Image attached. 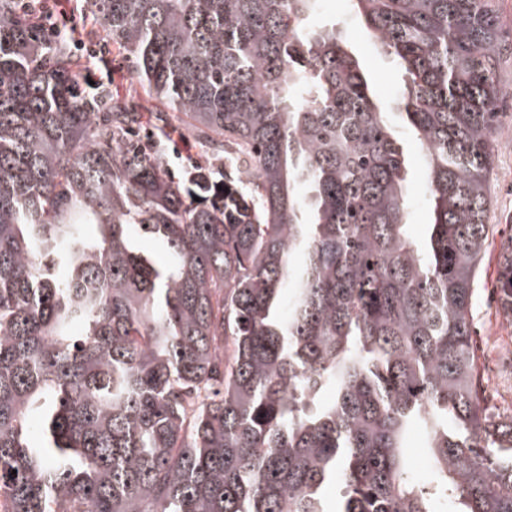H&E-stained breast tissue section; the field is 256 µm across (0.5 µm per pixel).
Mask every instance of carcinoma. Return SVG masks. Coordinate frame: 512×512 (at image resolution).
Returning a JSON list of instances; mask_svg holds the SVG:
<instances>
[{"label":"carcinoma","instance_id":"obj_1","mask_svg":"<svg viewBox=\"0 0 512 512\" xmlns=\"http://www.w3.org/2000/svg\"><path fill=\"white\" fill-rule=\"evenodd\" d=\"M90 3L171 112L137 149L140 113L0 0V512H512L469 319L494 0H351L426 152L421 243L401 140L317 0ZM175 119L207 156L179 178ZM497 290L512 316V255Z\"/></svg>","mask_w":512,"mask_h":512}]
</instances>
